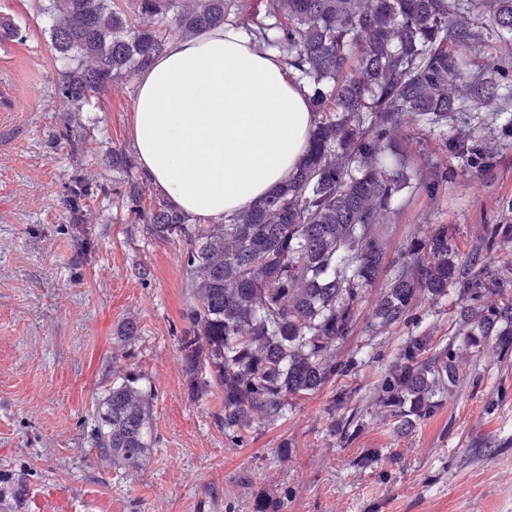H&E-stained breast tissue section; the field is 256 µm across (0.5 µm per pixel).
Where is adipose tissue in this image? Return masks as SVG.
I'll return each instance as SVG.
<instances>
[{"label":"adipose tissue","instance_id":"1","mask_svg":"<svg viewBox=\"0 0 512 512\" xmlns=\"http://www.w3.org/2000/svg\"><path fill=\"white\" fill-rule=\"evenodd\" d=\"M135 87L142 169L174 205L206 221L223 222L285 182L314 122L303 82L228 25L171 40Z\"/></svg>","mask_w":512,"mask_h":512}]
</instances>
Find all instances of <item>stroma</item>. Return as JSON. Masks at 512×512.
Returning <instances> with one entry per match:
<instances>
[{
  "label": "stroma",
  "mask_w": 512,
  "mask_h": 512,
  "mask_svg": "<svg viewBox=\"0 0 512 512\" xmlns=\"http://www.w3.org/2000/svg\"><path fill=\"white\" fill-rule=\"evenodd\" d=\"M0 490L23 484L15 512H251L263 492L279 512H512V363L494 340L481 353L458 346L457 377L438 413L407 433L378 414L377 381L407 337L446 345L455 298L418 307V322L369 329V290L350 337L348 377L328 382L241 441L213 415L221 396L191 397L179 339L190 303L185 241L161 240L135 223L115 194L127 174L106 167L112 151L134 153L133 80L110 85L84 125L66 129V104L49 30L33 0H0ZM481 135L496 148L489 170L449 159L438 135L419 145L448 180L436 198L405 189L378 230L387 260L438 224L460 255L487 224H512V114L485 112ZM92 185L76 234L62 199L72 177ZM133 337L119 341L127 322ZM141 375L151 392V452L117 471L92 445L96 410L113 373ZM347 408L327 412L337 388ZM357 412L350 440L332 419ZM288 457H281V448Z\"/></svg>",
  "instance_id": "stroma-1"
}]
</instances>
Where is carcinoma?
Here are the masks:
<instances>
[{
    "instance_id": "obj_1",
    "label": "carcinoma",
    "mask_w": 512,
    "mask_h": 512,
    "mask_svg": "<svg viewBox=\"0 0 512 512\" xmlns=\"http://www.w3.org/2000/svg\"><path fill=\"white\" fill-rule=\"evenodd\" d=\"M235 0H140L149 17L173 13V25H133L114 0H38L56 51V93L72 108L66 127H80L93 98L134 76L173 36L192 37L228 23ZM264 17L245 25L259 47L272 50L309 88L316 113L296 170L274 192L222 224H193L166 199L143 206L146 176L131 183L126 207L160 239H182L192 301L180 339L187 389L213 388L224 397L216 416L224 435L257 420L274 422L293 401L319 392L354 362L336 361L366 292L379 280L383 243L375 228L401 192L416 181L429 198L448 170L416 165L414 141L438 133L448 156L471 168L492 166L487 139L448 134V121L471 125L472 112H502L512 96V60L480 67L484 19L512 36V0H264ZM112 168L133 173V157L112 152ZM89 185L75 179L67 199L71 222L84 223L81 200ZM512 239L511 224H489L491 252ZM479 255L461 260L440 224L392 264L394 275L374 318L391 328L417 319L422 301L458 297L455 321L467 346L496 337L512 353V280L473 273ZM453 342L411 336L379 379L374 398L400 432L433 416L455 378ZM151 409L142 378L112 377L97 410L95 448L126 469L151 444Z\"/></svg>"
}]
</instances>
